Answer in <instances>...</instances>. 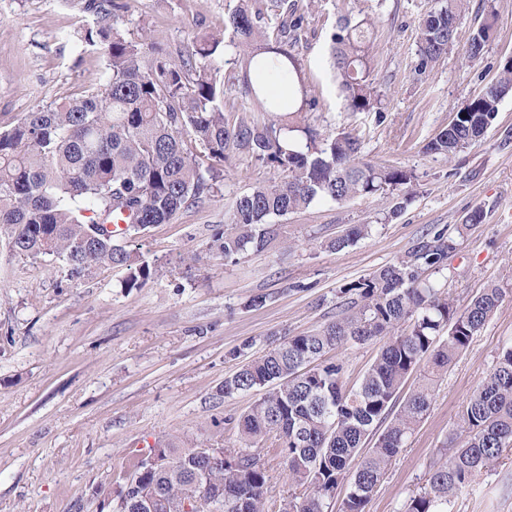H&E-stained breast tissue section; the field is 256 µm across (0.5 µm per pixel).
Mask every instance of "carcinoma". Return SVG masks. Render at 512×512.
I'll list each match as a JSON object with an SVG mask.
<instances>
[{
    "label": "carcinoma",
    "instance_id": "cac0c4a2",
    "mask_svg": "<svg viewBox=\"0 0 512 512\" xmlns=\"http://www.w3.org/2000/svg\"><path fill=\"white\" fill-rule=\"evenodd\" d=\"M287 0H238L229 17L231 45L238 51L241 97L277 120L258 122L224 112V85L211 61L224 52L221 34L195 37L173 57L149 54L121 28L125 5L85 0L93 16L81 41L103 50L109 73L99 87L61 103L38 105L0 131V232L9 251L38 260L51 256L70 280L99 267L121 268L126 288H140L153 267L135 250L113 243L112 217L129 218L126 231L145 232L214 192L230 151H240L288 173V180L255 186L240 196L215 234L217 249L233 259L251 246L263 249L282 236L270 223L319 200L344 203L412 183L394 166L359 160L358 136L342 131L324 137L293 120L316 104L301 79L293 48L302 16L286 17ZM467 0H434L417 31L414 71L423 75L454 47ZM490 12L472 35L465 54L480 59L492 35ZM370 20H336L330 53L346 111L371 112L380 100L368 65ZM275 70L297 81L294 95H269L263 74ZM512 95V58L498 76L458 110L424 151L451 159L478 143ZM191 136L208 152L203 169L185 147ZM369 233L352 224L330 242L340 251ZM455 249L454 239L436 234L398 261L347 284L356 299L341 317L310 334L288 336L224 378V397L258 389L264 394L238 419L242 448L224 449L212 462L174 438L152 447L159 462L143 470L129 464L128 482L117 498L127 512L149 500L152 512H326L327 501L347 484L343 512H364L392 460L427 413L436 378L467 350L494 313L503 289L491 284L459 311L448 296L421 279L423 267H439ZM382 339L384 344L360 382L344 381L343 363L321 361L328 351ZM428 370L401 404L396 399L421 364ZM372 447H365L369 437ZM512 447V344L503 347L490 372L467 399L448 456L433 465L427 486L402 512H447L448 497L460 493ZM272 449L289 479L304 488L279 501L268 496L267 459ZM358 459L355 469L348 466ZM200 482L212 491L202 503L190 499Z\"/></svg>",
    "mask_w": 512,
    "mask_h": 512
}]
</instances>
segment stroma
<instances>
[{"instance_id": "1", "label": "stroma", "mask_w": 512, "mask_h": 512, "mask_svg": "<svg viewBox=\"0 0 512 512\" xmlns=\"http://www.w3.org/2000/svg\"><path fill=\"white\" fill-rule=\"evenodd\" d=\"M84 0H0V129L35 106L98 86L108 60L86 50ZM124 30L145 51L185 49L216 34L237 0H123ZM303 32L294 47L317 99L303 116L323 135H358L362 161L414 175L404 189L343 204L317 201L281 217L292 243L247 248L224 261L214 245L236 199L257 183L283 179L277 168L229 153L214 193L165 224L130 239L154 268L126 289L120 268L67 280L51 259L11 255L0 234V512H113L116 481L129 459L169 436L193 445H241L236 422L258 392L224 397L225 377L241 359L283 337L321 330L348 307L344 285L404 257L444 232L455 248L422 278L447 292L457 309L496 284L504 295L468 349L439 378L427 415L393 460L365 512H401L427 484L475 386L512 343V97L499 105L482 140L447 159L423 146L512 56V0H467L456 45L417 75V26L430 0H360L369 17L370 61L381 111L349 113L332 68L330 35L343 0H295ZM495 30L481 58L464 51L488 11ZM398 215H391V208ZM483 220L465 227L466 216ZM351 224L367 237L341 251L328 242ZM201 262H189L191 254ZM265 296L259 307L254 296ZM381 341L331 351L347 385L373 364ZM448 512H512V448Z\"/></svg>"}]
</instances>
